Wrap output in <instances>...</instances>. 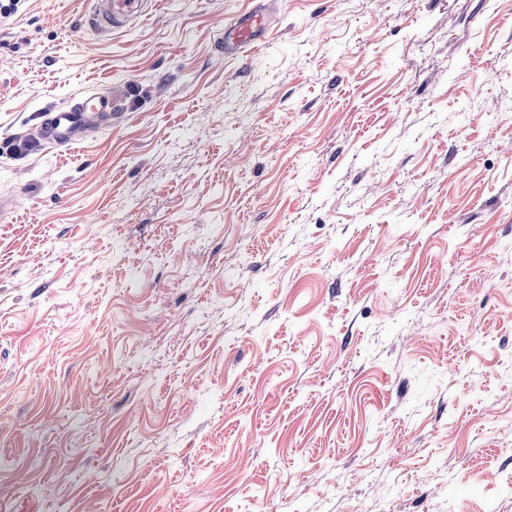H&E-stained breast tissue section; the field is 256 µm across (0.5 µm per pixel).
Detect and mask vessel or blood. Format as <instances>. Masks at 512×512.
Returning <instances> with one entry per match:
<instances>
[{"instance_id":"obj_1","label":"vessel or blood","mask_w":512,"mask_h":512,"mask_svg":"<svg viewBox=\"0 0 512 512\" xmlns=\"http://www.w3.org/2000/svg\"><path fill=\"white\" fill-rule=\"evenodd\" d=\"M151 7V0H94V19L100 28L121 29L147 16ZM271 24L272 13L264 0H253L225 29L220 48L228 56L258 51ZM119 110L117 94L80 90L47 114L40 136L49 146L68 149L85 142L93 127L110 125Z\"/></svg>"}]
</instances>
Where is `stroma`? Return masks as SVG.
<instances>
[{
	"mask_svg": "<svg viewBox=\"0 0 512 512\" xmlns=\"http://www.w3.org/2000/svg\"><path fill=\"white\" fill-rule=\"evenodd\" d=\"M246 3L0 12V499L512 512V0ZM157 3L148 0H95L94 20L101 29L112 31L125 28L147 16ZM239 14L224 30L220 48L226 56H238L258 51L265 43V33L272 24V12L262 0ZM122 112L115 90L110 93L75 92L67 103L49 112L41 124V139L49 146L70 149L84 143L93 127L109 126Z\"/></svg>",
	"mask_w": 512,
	"mask_h": 512,
	"instance_id": "35a3bbf8",
	"label": "stroma"
}]
</instances>
